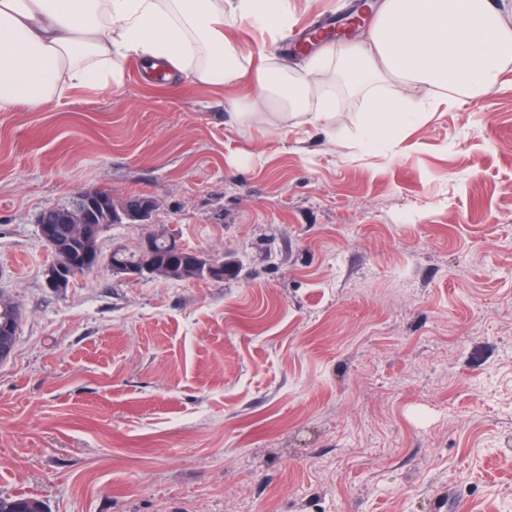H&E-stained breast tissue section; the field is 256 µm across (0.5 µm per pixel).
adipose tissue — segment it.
<instances>
[{
  "mask_svg": "<svg viewBox=\"0 0 512 512\" xmlns=\"http://www.w3.org/2000/svg\"><path fill=\"white\" fill-rule=\"evenodd\" d=\"M243 23L287 36L291 0H0V112H39L76 88L120 87L132 58L151 79L237 85L253 58L226 31ZM335 66L367 90L363 143L376 147L427 109L379 95L378 84L422 83L446 99L497 86L512 68V0H380L366 36L328 45L297 70L263 58L251 95L226 104L246 124L270 112L331 125L335 97L317 87Z\"/></svg>",
  "mask_w": 512,
  "mask_h": 512,
  "instance_id": "obj_1",
  "label": "adipose tissue"
}]
</instances>
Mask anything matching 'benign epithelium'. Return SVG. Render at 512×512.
I'll return each instance as SVG.
<instances>
[{
    "label": "benign epithelium",
    "mask_w": 512,
    "mask_h": 512,
    "mask_svg": "<svg viewBox=\"0 0 512 512\" xmlns=\"http://www.w3.org/2000/svg\"><path fill=\"white\" fill-rule=\"evenodd\" d=\"M76 197L80 199L81 206L75 210L48 212L39 221V232L43 241L53 252L62 254V259L54 261L45 269L46 285L54 290L68 287L77 276L97 269L102 262L101 256L94 257L85 249L75 252L70 249V245L73 240L86 241L97 234L96 225L92 224L93 212L101 206H111L112 195L103 190L90 189L76 193ZM153 208V202L146 200L137 208H120L118 214L126 224H144L146 213ZM161 238L168 240L166 260L144 271L120 262L118 257L124 253V246H113L108 256V266L112 274L123 280H139L147 275L172 274L193 279L202 270L210 277L221 273L222 263L207 254L186 251L175 237L168 235L163 229L146 233L140 240V250L146 253L155 252V243ZM7 310L13 313V317L0 323V360L10 356L13 351L12 322L20 316L19 308L14 303Z\"/></svg>",
    "instance_id": "7a95c632"
}]
</instances>
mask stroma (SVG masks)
<instances>
[{
    "instance_id": "stroma-1",
    "label": "stroma",
    "mask_w": 512,
    "mask_h": 512,
    "mask_svg": "<svg viewBox=\"0 0 512 512\" xmlns=\"http://www.w3.org/2000/svg\"><path fill=\"white\" fill-rule=\"evenodd\" d=\"M360 0H292L296 26ZM335 132L236 122L186 80L0 113V497L45 512H512V70L381 149L336 81ZM150 199L224 279L64 291L41 213ZM5 309L11 311L14 315L12 318H8L0 324V360H4L11 355L19 327V323H17L14 329V338L12 341V322L19 318L20 311L15 303H12L10 306H6Z\"/></svg>"
}]
</instances>
